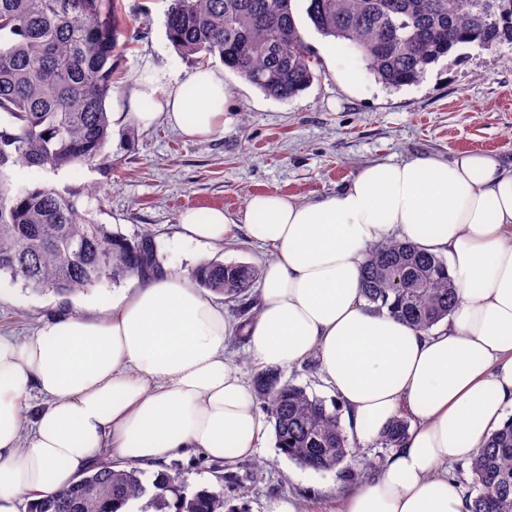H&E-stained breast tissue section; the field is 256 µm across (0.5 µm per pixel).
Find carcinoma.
I'll return each instance as SVG.
<instances>
[{
	"mask_svg": "<svg viewBox=\"0 0 512 512\" xmlns=\"http://www.w3.org/2000/svg\"><path fill=\"white\" fill-rule=\"evenodd\" d=\"M325 38L356 52L374 79L399 89L463 45L512 43V0H306ZM167 37L183 56H217L263 94L285 100L315 77L317 58L295 19V0H170ZM127 27L118 0H0V276L68 298L103 281L145 278L162 269L155 234L128 237L98 222L78 196L17 170L110 168L107 99L120 89L112 58ZM258 271L245 263L204 260L191 276L201 289L241 302L257 295ZM368 308L419 331L453 316L457 288L440 255L391 240L367 252L362 274ZM256 402L273 427L275 447L300 466L337 470L350 481L356 448L338 407L266 369L254 376ZM410 428L393 419L379 444L402 446ZM467 512H512V417L470 460ZM234 512L224 493H188L178 477L102 456L74 482L31 503V512Z\"/></svg>",
	"mask_w": 512,
	"mask_h": 512,
	"instance_id": "1",
	"label": "carcinoma"
}]
</instances>
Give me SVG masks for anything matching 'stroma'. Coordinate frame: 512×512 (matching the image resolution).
Segmentation results:
<instances>
[{"label":"stroma","mask_w":512,"mask_h":512,"mask_svg":"<svg viewBox=\"0 0 512 512\" xmlns=\"http://www.w3.org/2000/svg\"><path fill=\"white\" fill-rule=\"evenodd\" d=\"M169 0H123L137 35L113 59L129 80L144 59L170 77L186 79L198 61L181 56L165 31ZM296 4L299 30L319 58L311 85L293 98L266 97L225 71L232 105L223 133L189 139L166 123L148 131L114 132L105 146L111 169H65L46 179L82 194L98 187L103 204L96 219L132 236L151 229L164 263L192 269L199 259L262 267L270 251L247 240L203 247L181 238L177 217L191 208L234 214L250 195L275 192L309 201L336 193L365 165L435 156L453 160L467 152L497 155L512 163V45L458 48L429 67L416 85L392 89L375 81L361 60L322 37ZM350 71L353 88L335 73ZM60 298L0 278V332L31 335ZM188 490L214 487L237 512H268L294 498L303 507L333 512L351 492L337 472H316L288 459L267 438L246 460L177 457L163 465Z\"/></svg>","instance_id":"stroma-1"}]
</instances>
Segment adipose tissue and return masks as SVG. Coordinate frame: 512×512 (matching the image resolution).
Wrapping results in <instances>:
<instances>
[{"label":"adipose tissue","mask_w":512,"mask_h":512,"mask_svg":"<svg viewBox=\"0 0 512 512\" xmlns=\"http://www.w3.org/2000/svg\"><path fill=\"white\" fill-rule=\"evenodd\" d=\"M112 98L124 125L162 121L188 137L223 132L230 110L224 71L209 65L178 81L144 60ZM179 225L203 246L239 229L271 246L257 314L230 320L167 266L100 314L65 308L31 336H0V512H27L107 448L141 465L191 451L252 457L268 424L225 354L234 336L266 368L314 361L359 443L411 419L403 446L340 512H466L448 467L482 448L512 405V169L485 153L379 162L329 196L260 193L234 215L184 211ZM394 239L448 257L450 327L422 332L368 308L365 253ZM33 391L45 404L29 431Z\"/></svg>","instance_id":"adipose-tissue-1"}]
</instances>
